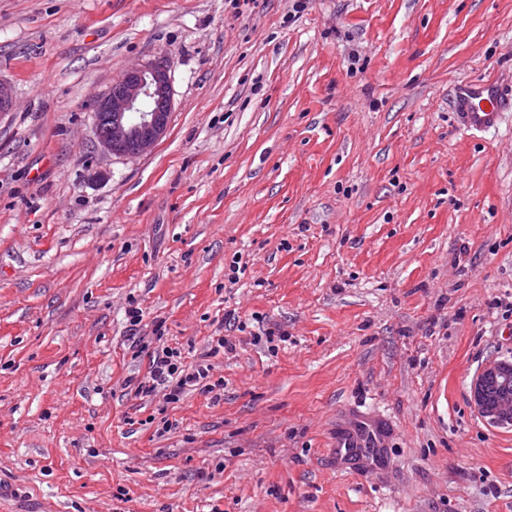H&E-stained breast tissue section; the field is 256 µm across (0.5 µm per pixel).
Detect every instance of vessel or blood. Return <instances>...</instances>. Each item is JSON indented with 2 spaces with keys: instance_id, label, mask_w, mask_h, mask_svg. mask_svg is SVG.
<instances>
[{
  "instance_id": "obj_1",
  "label": "vessel or blood",
  "mask_w": 512,
  "mask_h": 512,
  "mask_svg": "<svg viewBox=\"0 0 512 512\" xmlns=\"http://www.w3.org/2000/svg\"><path fill=\"white\" fill-rule=\"evenodd\" d=\"M453 105L462 127L469 131L486 132L499 125L504 112L512 111V84L498 78L482 79L455 86ZM379 431L367 421L359 422L350 432L336 438L337 454L350 456L377 445Z\"/></svg>"
}]
</instances>
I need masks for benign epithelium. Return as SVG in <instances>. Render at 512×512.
Masks as SVG:
<instances>
[{"label":"benign epithelium","instance_id":"benign-epithelium-1","mask_svg":"<svg viewBox=\"0 0 512 512\" xmlns=\"http://www.w3.org/2000/svg\"><path fill=\"white\" fill-rule=\"evenodd\" d=\"M173 106L170 66L156 62L125 72L95 110L108 114L107 134H95L98 146L120 157L150 152L169 130ZM14 108L10 83L0 79V118ZM471 403L482 417L498 427H512V362L492 361L473 379Z\"/></svg>","mask_w":512,"mask_h":512}]
</instances>
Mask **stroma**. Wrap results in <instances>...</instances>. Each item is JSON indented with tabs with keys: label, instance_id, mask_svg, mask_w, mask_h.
<instances>
[{
	"label": "stroma",
	"instance_id": "1",
	"mask_svg": "<svg viewBox=\"0 0 512 512\" xmlns=\"http://www.w3.org/2000/svg\"><path fill=\"white\" fill-rule=\"evenodd\" d=\"M294 2L0 0V512H512L469 398L512 362V112L451 103L512 79V0ZM160 61L167 135L97 150L94 100ZM131 306L198 353L248 326L162 436ZM360 413L383 452L337 460ZM453 105L464 129L487 132L499 125L504 112L512 111V84L492 77L455 86Z\"/></svg>",
	"mask_w": 512,
	"mask_h": 512
}]
</instances>
